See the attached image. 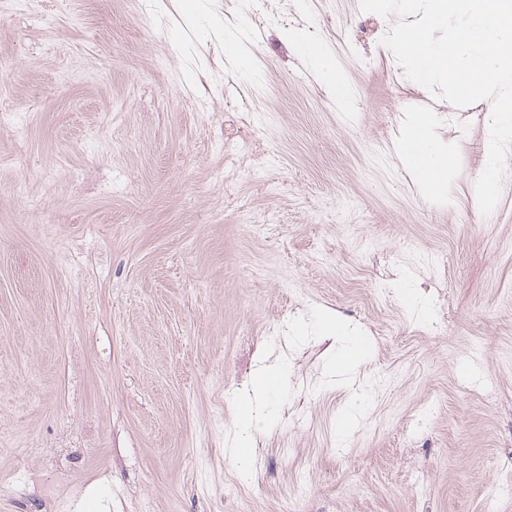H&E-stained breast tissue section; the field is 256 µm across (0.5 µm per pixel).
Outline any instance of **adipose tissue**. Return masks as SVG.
Listing matches in <instances>:
<instances>
[{"instance_id": "adipose-tissue-1", "label": "adipose tissue", "mask_w": 512, "mask_h": 512, "mask_svg": "<svg viewBox=\"0 0 512 512\" xmlns=\"http://www.w3.org/2000/svg\"><path fill=\"white\" fill-rule=\"evenodd\" d=\"M427 121L414 117L403 136L398 151L400 158L414 172L417 181L428 193L439 194L448 185L452 160L445 153L433 152Z\"/></svg>"}]
</instances>
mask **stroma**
<instances>
[{
	"instance_id": "1",
	"label": "stroma",
	"mask_w": 512,
	"mask_h": 512,
	"mask_svg": "<svg viewBox=\"0 0 512 512\" xmlns=\"http://www.w3.org/2000/svg\"><path fill=\"white\" fill-rule=\"evenodd\" d=\"M141 3L0 0V115L25 128L0 129V512H280L299 470L303 512H512L487 100L432 99L360 0ZM415 113L453 160L440 199L396 156ZM304 55L309 61H311L316 66L322 78L336 92V97L338 98V100L342 102L346 107H349L350 101L349 99H347L349 94L342 78L335 72V70L327 66H324L320 58L314 53V51L311 48L307 47L304 52ZM281 369L277 366L265 367L258 374L252 396H248V407L245 420L249 423L257 416L262 406V400L267 394L276 390L280 385Z\"/></svg>"
}]
</instances>
